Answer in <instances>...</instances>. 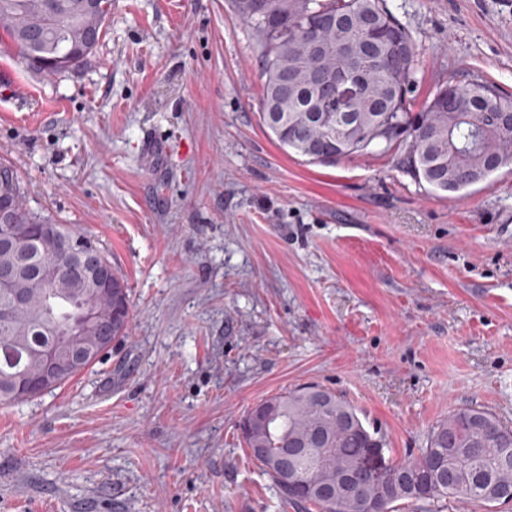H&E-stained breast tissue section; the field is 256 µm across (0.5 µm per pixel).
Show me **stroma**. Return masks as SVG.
I'll use <instances>...</instances> for the list:
<instances>
[{
    "label": "stroma",
    "mask_w": 512,
    "mask_h": 512,
    "mask_svg": "<svg viewBox=\"0 0 512 512\" xmlns=\"http://www.w3.org/2000/svg\"><path fill=\"white\" fill-rule=\"evenodd\" d=\"M86 63L0 50V161L32 216L95 238L132 319L92 369L0 404V512H305L239 422L317 384L425 447L473 404L512 424V165L433 191L403 151L314 164L261 118L231 0H112ZM418 49L409 97L512 95V0H387Z\"/></svg>",
    "instance_id": "obj_1"
}]
</instances>
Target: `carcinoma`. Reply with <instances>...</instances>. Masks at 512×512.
Listing matches in <instances>:
<instances>
[{"instance_id":"obj_1","label":"carcinoma","mask_w":512,"mask_h":512,"mask_svg":"<svg viewBox=\"0 0 512 512\" xmlns=\"http://www.w3.org/2000/svg\"><path fill=\"white\" fill-rule=\"evenodd\" d=\"M240 19L256 39L265 80L261 116L279 144L310 162L404 149L415 176L432 189L460 192L512 164V127L498 113L512 112V97L488 81L444 83L421 112H412L409 93L419 51L387 0H233ZM112 11V0H0V32L29 70L62 74L90 57ZM325 17L319 37L326 50H312L307 26ZM353 69L363 78L362 93L336 105L333 92L318 93L315 78ZM0 203L9 210L17 234L25 238L50 227L80 248L84 257L104 256L97 243L68 224L39 220L26 212L18 176L0 162ZM33 256L66 267L55 238L41 235ZM50 298L43 282L27 273L11 285L12 302L0 292V403L26 400L21 379L42 374L39 352L60 339L87 307L90 320L76 346L90 357L45 387L50 391L99 361L130 323L128 285L115 276L112 291L88 288L64 272ZM249 449L271 478L284 504L313 506L320 512H391L398 501L430 503L454 499L481 503L487 512L512 500V427L477 405L461 406L430 431L426 447L390 466L372 463L370 449L385 444L346 399L319 385L270 396L241 419ZM372 464L374 478L362 474L360 460Z\"/></svg>"}]
</instances>
